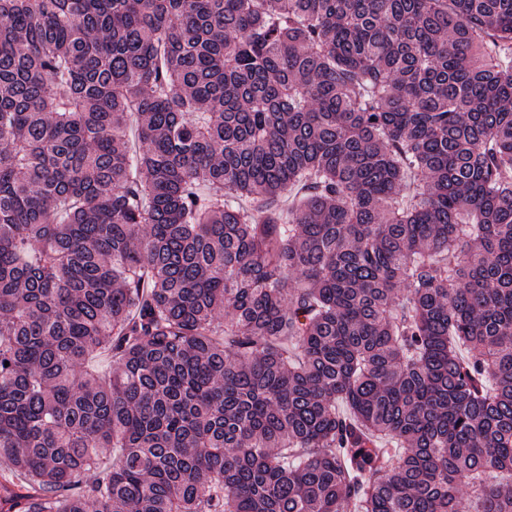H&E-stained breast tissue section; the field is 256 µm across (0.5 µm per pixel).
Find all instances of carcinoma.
Here are the masks:
<instances>
[{"mask_svg": "<svg viewBox=\"0 0 512 512\" xmlns=\"http://www.w3.org/2000/svg\"><path fill=\"white\" fill-rule=\"evenodd\" d=\"M509 48L512 0H0V512H512Z\"/></svg>", "mask_w": 512, "mask_h": 512, "instance_id": "cac0c4a2", "label": "carcinoma"}]
</instances>
